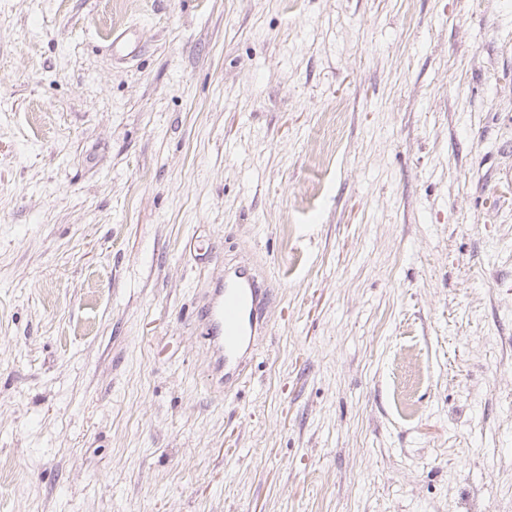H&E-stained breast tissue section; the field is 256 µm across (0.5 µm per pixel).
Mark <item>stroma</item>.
I'll list each match as a JSON object with an SVG mask.
<instances>
[{
	"instance_id": "obj_1",
	"label": "stroma",
	"mask_w": 512,
	"mask_h": 512,
	"mask_svg": "<svg viewBox=\"0 0 512 512\" xmlns=\"http://www.w3.org/2000/svg\"><path fill=\"white\" fill-rule=\"evenodd\" d=\"M510 170L512 0H0V512H512ZM269 303L270 288L249 263H242L214 288L198 313L211 354V386L224 388L238 379L239 367L256 339L265 336Z\"/></svg>"
}]
</instances>
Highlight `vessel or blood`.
<instances>
[{
  "instance_id": "vessel-or-blood-1",
  "label": "vessel or blood",
  "mask_w": 512,
  "mask_h": 512,
  "mask_svg": "<svg viewBox=\"0 0 512 512\" xmlns=\"http://www.w3.org/2000/svg\"><path fill=\"white\" fill-rule=\"evenodd\" d=\"M269 303L270 290L264 276L247 263L214 288L198 313L211 354V386L221 388L238 379L246 355L256 339L266 333Z\"/></svg>"
}]
</instances>
